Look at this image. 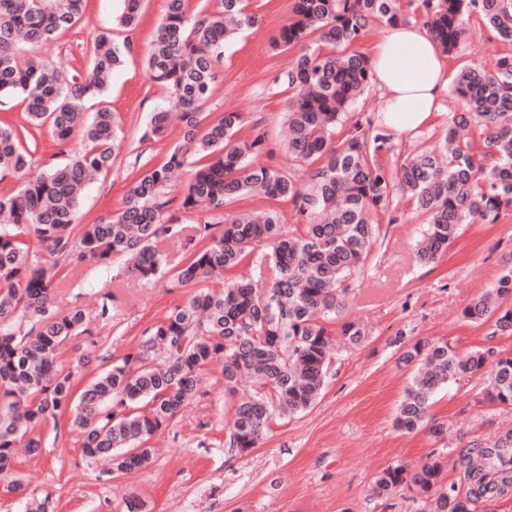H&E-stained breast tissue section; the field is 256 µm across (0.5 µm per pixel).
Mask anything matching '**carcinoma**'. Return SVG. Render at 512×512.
<instances>
[{
  "label": "carcinoma",
  "mask_w": 512,
  "mask_h": 512,
  "mask_svg": "<svg viewBox=\"0 0 512 512\" xmlns=\"http://www.w3.org/2000/svg\"><path fill=\"white\" fill-rule=\"evenodd\" d=\"M186 0H166V12L146 59L154 81L173 90L182 135L166 162L130 186L124 205L92 224L76 223L86 186L112 166L120 121L107 107L84 125V148L66 163L29 178L16 192L0 194V475L10 474L15 449L41 453L47 428L80 429L84 452L118 475L143 468L147 441L168 426L194 397L206 366L224 360V392L236 398L225 447L244 453L259 446L274 419L309 410L325 389L333 364V336L362 343L365 328L342 318L347 295L380 237L374 216L391 212L401 192L425 217L416 260L439 263L466 224H494L512 208V55L494 71L473 64L460 71L453 94L461 109L448 117L440 150L422 151L394 167L393 135L372 114L348 112L372 74L355 48L373 21L404 20L401 0H294L292 17L276 50L300 49L274 81L292 91L285 114L288 151L308 164L304 180L255 159L265 130L247 125L240 112L201 128L202 108L218 79L224 41L258 24L246 0H217L215 10L188 19ZM426 27L443 50L460 47L464 17L477 12L499 39L512 43V0H423ZM86 0H0V97L20 95L34 126L47 125L65 144L77 128L83 102L103 93L123 64L129 41L110 32L92 38L87 68L71 79L34 51L82 19ZM141 0H126L117 24L133 31ZM167 112L153 113L143 138L161 135ZM249 126L243 139L237 134ZM27 134L0 121V172L30 167ZM200 156L179 207L197 209L201 222L185 238L187 260L172 267L159 249L183 228L168 218L174 199L166 188L188 154ZM259 195L257 212L224 217L221 235L213 217L243 198ZM297 211L298 224H282L278 204ZM207 240L199 248L197 240ZM128 260L127 271L144 282L168 277L187 289L183 303L148 329L138 350L87 381L77 379L59 351L87 332L84 311L62 312L55 282L72 262L107 265ZM214 274L224 276L216 289ZM512 262L492 286L474 296L462 318L487 324L490 335L512 332ZM402 345L399 362L412 368L395 413V426L424 433L440 444L447 428L430 409L435 396L458 377L478 376L490 401L512 406V354L493 348L459 352L439 340ZM252 390L237 396L242 378ZM455 463L468 490L445 479L448 460L436 448L415 466L389 465L374 477L372 495L386 498L406 486L414 512H472L477 502L512 495V431L463 449Z\"/></svg>",
  "instance_id": "1"
}]
</instances>
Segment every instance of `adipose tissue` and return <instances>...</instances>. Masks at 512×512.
<instances>
[{
  "label": "adipose tissue",
  "mask_w": 512,
  "mask_h": 512,
  "mask_svg": "<svg viewBox=\"0 0 512 512\" xmlns=\"http://www.w3.org/2000/svg\"><path fill=\"white\" fill-rule=\"evenodd\" d=\"M369 64L390 133L407 135L440 110L448 92V67L426 28L388 26Z\"/></svg>",
  "instance_id": "ef3b65f1"
}]
</instances>
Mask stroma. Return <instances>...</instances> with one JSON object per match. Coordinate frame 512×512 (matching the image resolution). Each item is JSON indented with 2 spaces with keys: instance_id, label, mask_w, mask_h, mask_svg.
Listing matches in <instances>:
<instances>
[{
  "instance_id": "35a3bbf8",
  "label": "stroma",
  "mask_w": 512,
  "mask_h": 512,
  "mask_svg": "<svg viewBox=\"0 0 512 512\" xmlns=\"http://www.w3.org/2000/svg\"><path fill=\"white\" fill-rule=\"evenodd\" d=\"M294 0H249L257 28L225 41L220 77L203 110L210 118L240 112L261 122L268 149L260 163L301 176L302 164L282 143L288 105L287 87L273 78L293 57L275 51L270 39L287 24ZM124 0H87L82 23L43 45L41 57L64 67L84 69L90 60L93 32L108 30L117 41H130L121 68L103 97L84 103L85 114L109 107L120 118V147L112 166L89 184L81 198L78 221L95 222L122 205L131 183L146 168L163 163L181 137L180 113L170 109L161 138H144L153 112L168 107L169 92L154 83L147 52L165 13L166 0H143L133 32L115 18ZM458 53L447 56L449 74L470 63L492 70L512 45L499 40L479 14L465 19ZM459 101L448 95L442 112L416 129L411 139L396 138V160L434 147ZM33 171L66 162L81 146L80 136L66 145L53 142L48 129L32 130ZM396 222L379 217L380 240L356 278L345 313L369 331L357 347H343L319 401L307 412L273 420L261 447L235 455L224 446L233 398L224 393L221 365L207 367L193 401L173 423L151 437L150 465L116 475L102 461L87 457L78 432L46 444L39 455L20 456L12 472L37 496L48 498L49 512H120L128 495L145 503L144 512H413L408 489L387 499L370 496L374 474L395 462L417 465L433 448L425 434L394 429L396 404L409 372L398 363V333L413 338H447L457 351L491 347L512 353V335L493 336L488 326L465 322L463 305L496 279L503 260L512 258V209L497 223L468 224L435 266L417 264L414 248L420 227L412 205L394 198ZM124 261L106 266L81 265L56 290L60 309L79 304L87 310V334L62 348L64 362L89 354L85 377L133 352L147 329L180 303L182 289L168 281L141 285L122 273ZM114 297L112 317L104 321L97 306L104 294ZM432 413L448 426V456L475 440L488 441L512 429V407L488 401L479 378L462 376L435 399Z\"/></svg>"
}]
</instances>
